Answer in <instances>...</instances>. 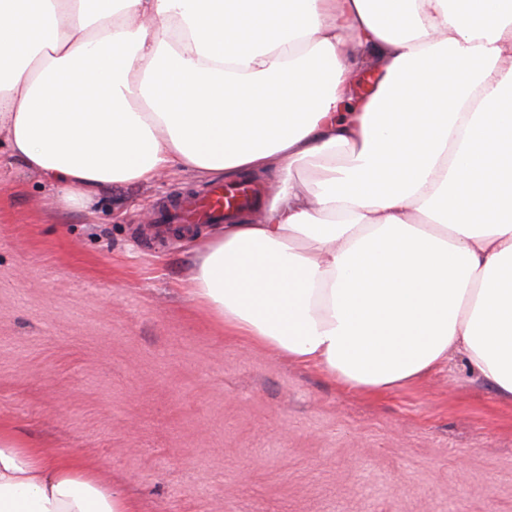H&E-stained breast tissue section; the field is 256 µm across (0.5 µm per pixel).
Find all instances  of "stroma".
<instances>
[{"instance_id":"obj_1","label":"stroma","mask_w":512,"mask_h":512,"mask_svg":"<svg viewBox=\"0 0 512 512\" xmlns=\"http://www.w3.org/2000/svg\"><path fill=\"white\" fill-rule=\"evenodd\" d=\"M171 171L65 207L0 145V427L140 512H512V406L464 359L372 399L226 335L146 228Z\"/></svg>"}]
</instances>
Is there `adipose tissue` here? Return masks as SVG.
<instances>
[{"label":"adipose tissue","mask_w":512,"mask_h":512,"mask_svg":"<svg viewBox=\"0 0 512 512\" xmlns=\"http://www.w3.org/2000/svg\"><path fill=\"white\" fill-rule=\"evenodd\" d=\"M511 90L512 0H0L9 157L69 205L274 174L258 222L192 239L187 297L372 397L460 352L512 403ZM0 512L138 510L0 431Z\"/></svg>","instance_id":"obj_1"}]
</instances>
